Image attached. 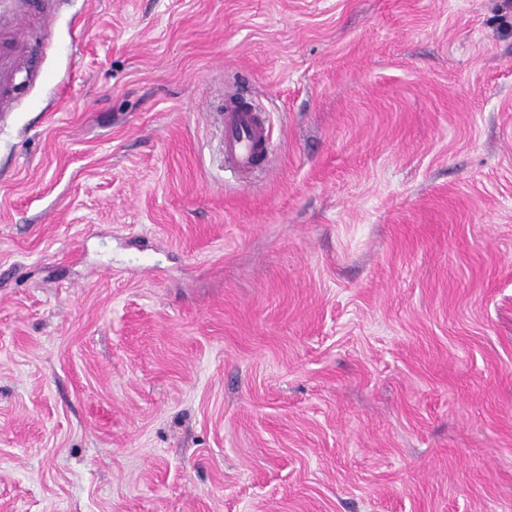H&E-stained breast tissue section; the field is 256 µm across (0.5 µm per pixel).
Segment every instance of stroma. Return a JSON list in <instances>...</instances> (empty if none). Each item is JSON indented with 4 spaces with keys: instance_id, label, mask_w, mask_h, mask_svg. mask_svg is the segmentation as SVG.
Listing matches in <instances>:
<instances>
[{
    "instance_id": "stroma-1",
    "label": "stroma",
    "mask_w": 512,
    "mask_h": 512,
    "mask_svg": "<svg viewBox=\"0 0 512 512\" xmlns=\"http://www.w3.org/2000/svg\"><path fill=\"white\" fill-rule=\"evenodd\" d=\"M48 2L0 119V512H512V0ZM269 130L260 114L244 106L234 84L224 88L221 147L226 167L240 178H248L267 158ZM260 152L263 161L258 164Z\"/></svg>"
}]
</instances>
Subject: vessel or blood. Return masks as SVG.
I'll return each instance as SVG.
<instances>
[{
  "label": "vessel or blood",
  "mask_w": 512,
  "mask_h": 512,
  "mask_svg": "<svg viewBox=\"0 0 512 512\" xmlns=\"http://www.w3.org/2000/svg\"><path fill=\"white\" fill-rule=\"evenodd\" d=\"M17 15V9L6 10L0 0V109L7 106L22 71V55L27 46ZM269 145V130L259 113L242 103L235 85H226L221 138L226 167L238 177H249L258 169L260 155Z\"/></svg>",
  "instance_id": "1"
}]
</instances>
